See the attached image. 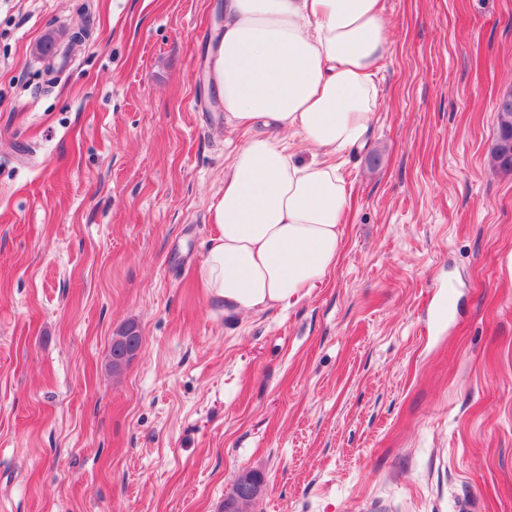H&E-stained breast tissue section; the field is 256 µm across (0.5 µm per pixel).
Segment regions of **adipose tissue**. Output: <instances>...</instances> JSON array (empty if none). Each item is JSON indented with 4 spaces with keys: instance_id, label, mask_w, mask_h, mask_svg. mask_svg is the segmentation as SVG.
I'll return each instance as SVG.
<instances>
[{
    "instance_id": "ef3b65f1",
    "label": "adipose tissue",
    "mask_w": 512,
    "mask_h": 512,
    "mask_svg": "<svg viewBox=\"0 0 512 512\" xmlns=\"http://www.w3.org/2000/svg\"><path fill=\"white\" fill-rule=\"evenodd\" d=\"M389 48L382 0H224L213 79L243 139L212 206L200 280L226 315L290 304L335 266L343 157L380 106L375 76Z\"/></svg>"
}]
</instances>
